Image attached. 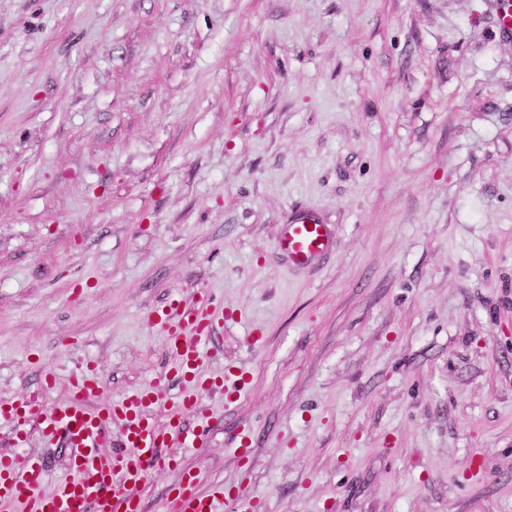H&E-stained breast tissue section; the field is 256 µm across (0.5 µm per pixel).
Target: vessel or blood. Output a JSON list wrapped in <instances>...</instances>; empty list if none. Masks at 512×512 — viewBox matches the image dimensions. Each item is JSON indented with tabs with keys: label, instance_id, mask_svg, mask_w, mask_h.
I'll return each mask as SVG.
<instances>
[{
	"label": "vessel or blood",
	"instance_id": "obj_1",
	"mask_svg": "<svg viewBox=\"0 0 512 512\" xmlns=\"http://www.w3.org/2000/svg\"><path fill=\"white\" fill-rule=\"evenodd\" d=\"M332 245L326 225L302 216L286 224L276 249L289 265L303 267L328 252ZM169 333L168 361L184 381L179 391L152 381L130 390L104 405L94 406L102 392L95 370L58 380L47 374V386H62L63 399L50 405L26 392L0 399V429L23 441L27 427H38L49 441H63L75 448L71 476L51 492H42L46 469L33 456H0V512H143L141 489L160 468L175 469L179 463L165 456L173 444H195L213 431L218 421L208 417L200 430L188 433L185 417L197 412L201 392L214 383L202 373L207 356L216 355L213 335L224 324V312L215 298L199 295L192 305L170 303L157 316ZM120 428L122 448L108 454L104 447ZM227 491L215 483L209 495L195 492L192 481H180L172 500L173 512H217Z\"/></svg>",
	"mask_w": 512,
	"mask_h": 512
}]
</instances>
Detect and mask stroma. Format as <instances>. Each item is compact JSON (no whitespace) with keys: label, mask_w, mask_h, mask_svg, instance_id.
Wrapping results in <instances>:
<instances>
[{"label":"stroma","mask_w":512,"mask_h":512,"mask_svg":"<svg viewBox=\"0 0 512 512\" xmlns=\"http://www.w3.org/2000/svg\"><path fill=\"white\" fill-rule=\"evenodd\" d=\"M299 210L333 246L292 269ZM200 292L229 315L205 372L247 383L146 512L185 471L258 512H512L497 0H0V398L149 382V314Z\"/></svg>","instance_id":"35a3bbf8"}]
</instances>
